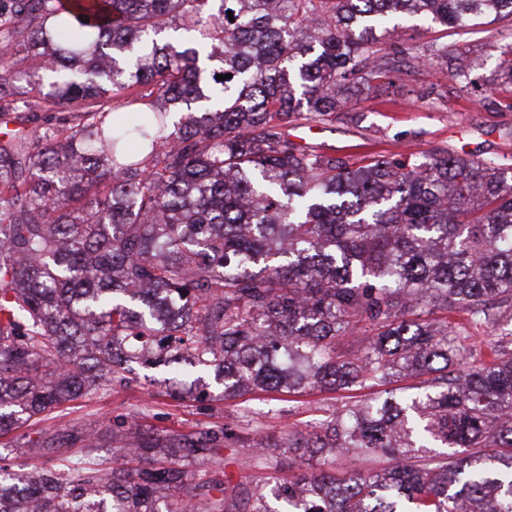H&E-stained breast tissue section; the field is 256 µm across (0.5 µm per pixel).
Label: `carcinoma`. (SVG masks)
<instances>
[{
	"instance_id": "cac0c4a2",
	"label": "carcinoma",
	"mask_w": 512,
	"mask_h": 512,
	"mask_svg": "<svg viewBox=\"0 0 512 512\" xmlns=\"http://www.w3.org/2000/svg\"><path fill=\"white\" fill-rule=\"evenodd\" d=\"M490 17L512 0H0V60L28 64L0 74V114L67 113L0 138V436L138 366L221 400L428 376L258 444L269 492L190 471L233 429L117 416L107 443L73 425L0 448V512H512V342L460 363L512 311V164L288 141L398 63L454 58L470 93L457 43L389 37ZM497 57L486 90L512 110V43ZM338 454L393 464L338 478ZM441 32H438L437 28L430 26L427 23H418V25H411L402 28L394 36L396 44L407 45V46H419L425 47L431 43L434 39L441 36Z\"/></svg>"
}]
</instances>
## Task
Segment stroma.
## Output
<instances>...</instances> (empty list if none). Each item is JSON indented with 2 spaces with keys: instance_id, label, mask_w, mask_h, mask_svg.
I'll return each instance as SVG.
<instances>
[{
  "instance_id": "1",
  "label": "stroma",
  "mask_w": 512,
  "mask_h": 512,
  "mask_svg": "<svg viewBox=\"0 0 512 512\" xmlns=\"http://www.w3.org/2000/svg\"><path fill=\"white\" fill-rule=\"evenodd\" d=\"M512 40V21L503 20L473 28L458 36L481 62L474 77L484 81L495 66L493 48ZM447 66H421L400 74L396 85L384 94L370 96L337 113L329 121L290 123L288 139L336 156L372 152L464 154L480 158L512 159V111L494 108L482 91L460 97ZM371 390L354 392L314 389L303 394L248 393L224 401L212 400L202 391L180 399L154 392L149 383L116 388L105 394L75 399L44 421L24 425L0 446L38 442L74 424L101 430L119 415L138 417L145 428L160 432H185L224 424L234 426L239 438L217 455L201 461L204 469L224 467L234 477L264 482L266 470L251 466L252 447L286 429L321 432L336 409L348 401L371 398Z\"/></svg>"
}]
</instances>
